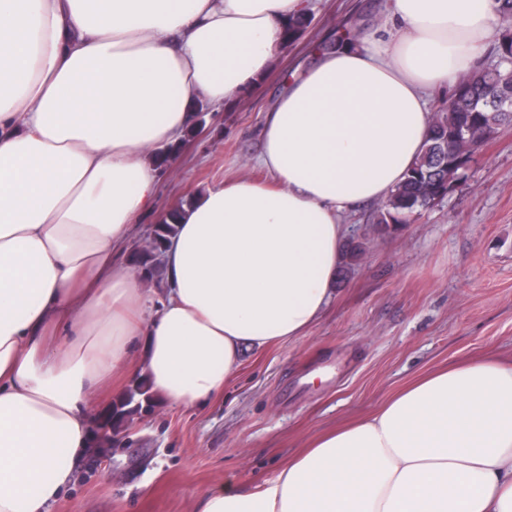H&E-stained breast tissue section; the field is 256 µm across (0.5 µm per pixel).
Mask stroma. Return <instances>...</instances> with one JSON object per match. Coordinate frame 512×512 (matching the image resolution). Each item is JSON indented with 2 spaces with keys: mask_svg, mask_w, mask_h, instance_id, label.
I'll use <instances>...</instances> for the list:
<instances>
[{
  "mask_svg": "<svg viewBox=\"0 0 512 512\" xmlns=\"http://www.w3.org/2000/svg\"><path fill=\"white\" fill-rule=\"evenodd\" d=\"M388 0H316L305 36L241 99L208 107L202 132L163 170L158 209L191 202L255 166L265 115L312 68L314 46L344 20L383 21ZM375 204L342 218L357 262L342 265L306 336L244 347L237 375L207 404L156 402L77 464L50 512H195V494L251 489L318 435L365 418L408 382L476 358L512 355V126L474 157L463 182L411 224L384 231Z\"/></svg>",
  "mask_w": 512,
  "mask_h": 512,
  "instance_id": "obj_1",
  "label": "stroma"
}]
</instances>
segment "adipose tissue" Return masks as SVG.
<instances>
[{
  "label": "adipose tissue",
  "instance_id": "obj_1",
  "mask_svg": "<svg viewBox=\"0 0 512 512\" xmlns=\"http://www.w3.org/2000/svg\"><path fill=\"white\" fill-rule=\"evenodd\" d=\"M312 0H0V512H49L92 442L108 382L193 409L243 347L328 307L341 217L385 199L430 132L429 99L480 65L498 0H392L267 113L258 166L177 208L163 296L122 253L155 211L149 155L192 105L253 87ZM198 512H512V363L420 378Z\"/></svg>",
  "mask_w": 512,
  "mask_h": 512
}]
</instances>
